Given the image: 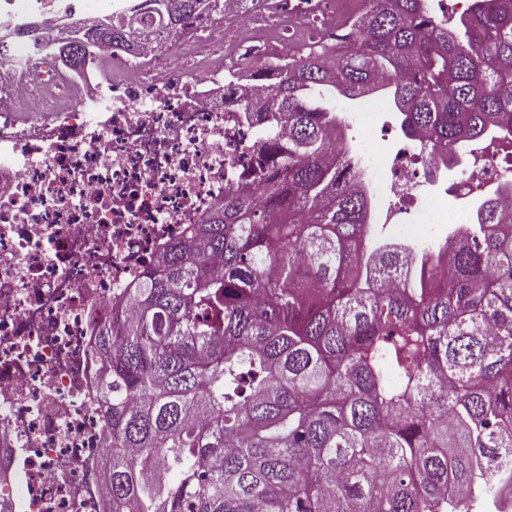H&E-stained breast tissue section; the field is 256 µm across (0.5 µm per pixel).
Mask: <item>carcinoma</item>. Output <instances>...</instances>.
<instances>
[{
  "instance_id": "1",
  "label": "carcinoma",
  "mask_w": 512,
  "mask_h": 512,
  "mask_svg": "<svg viewBox=\"0 0 512 512\" xmlns=\"http://www.w3.org/2000/svg\"><path fill=\"white\" fill-rule=\"evenodd\" d=\"M101 40L157 0H128ZM339 45L260 66L253 189L169 243L100 327L112 512H504L512 454V233L485 222L427 254L367 223L336 169L331 101L393 81L434 154L512 136V0L450 24L429 0H364Z\"/></svg>"
}]
</instances>
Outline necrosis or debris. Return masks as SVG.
<instances>
[{
    "mask_svg": "<svg viewBox=\"0 0 512 512\" xmlns=\"http://www.w3.org/2000/svg\"><path fill=\"white\" fill-rule=\"evenodd\" d=\"M96 0H0L38 23L0 56V507L109 512L94 341L159 251L248 183L258 137L225 74L338 41L362 0H223L154 42L100 47L108 80L59 52L60 22ZM391 97L333 103L347 172L390 240L440 247L480 195L512 196V141L469 146L449 172L395 132Z\"/></svg>",
    "mask_w": 512,
    "mask_h": 512,
    "instance_id": "obj_1",
    "label": "necrosis or debris"
}]
</instances>
